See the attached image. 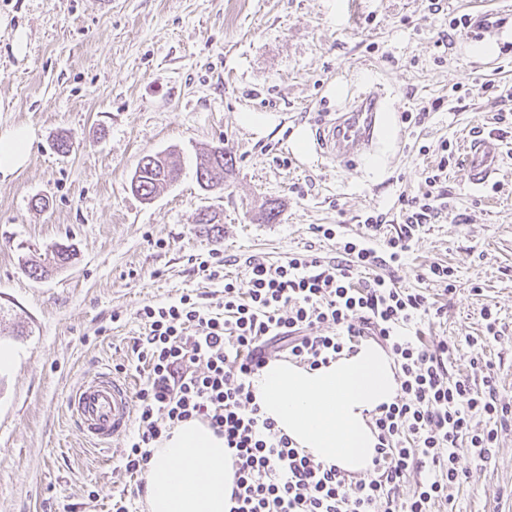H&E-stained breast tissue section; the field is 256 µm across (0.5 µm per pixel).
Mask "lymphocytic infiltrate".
Listing matches in <instances>:
<instances>
[{"label": "lymphocytic infiltrate", "mask_w": 512, "mask_h": 512, "mask_svg": "<svg viewBox=\"0 0 512 512\" xmlns=\"http://www.w3.org/2000/svg\"><path fill=\"white\" fill-rule=\"evenodd\" d=\"M448 156L424 171L422 196L401 200L402 224L384 248L374 239L386 222L368 213L365 232L339 234L319 226L336 243L335 264L298 254L279 265L250 260L245 283L224 281L220 311L191 295L164 306H144L147 332L133 352L146 370L136 393L137 432L121 465L130 476L147 472L154 447L175 424L201 420L224 438L234 470L229 512H432L449 489L470 477L471 464L489 459L498 444V420L506 413L494 377L482 386L452 376L447 341L423 343L410 325L432 318L423 294L399 286L401 264L422 224L434 214L432 190L448 170ZM333 334L325 335L321 326ZM373 340L397 368L399 394L381 405L374 426L378 442L370 481L346 479L339 466L299 450L260 413L251 379L273 356L316 368L359 343ZM483 428H474V415ZM427 469L408 499L398 490L415 470Z\"/></svg>", "instance_id": "1"}]
</instances>
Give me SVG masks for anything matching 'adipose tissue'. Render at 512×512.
<instances>
[{"instance_id": "adipose-tissue-1", "label": "adipose tissue", "mask_w": 512, "mask_h": 512, "mask_svg": "<svg viewBox=\"0 0 512 512\" xmlns=\"http://www.w3.org/2000/svg\"><path fill=\"white\" fill-rule=\"evenodd\" d=\"M252 390L264 417L297 448L344 469L366 470L376 438L368 419L398 395L392 360L362 345L329 365L312 369L269 361ZM232 461L224 439L206 423H177L155 448L146 474L147 512H229Z\"/></svg>"}]
</instances>
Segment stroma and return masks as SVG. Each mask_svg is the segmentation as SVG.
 <instances>
[{
    "instance_id": "1",
    "label": "stroma",
    "mask_w": 512,
    "mask_h": 512,
    "mask_svg": "<svg viewBox=\"0 0 512 512\" xmlns=\"http://www.w3.org/2000/svg\"><path fill=\"white\" fill-rule=\"evenodd\" d=\"M512 0H0V135L26 127L25 163L0 177V512H112L125 501L145 512L136 481L121 467L126 439L88 442L64 405L69 389L106 368L142 384L132 345L145 332L138 311L184 294L221 301L225 279L245 280L250 259L278 264L295 254L324 261L336 243L318 224L362 231L365 214L389 219L399 199L424 191L441 141L455 154L445 199L421 227L396 276L445 313L424 325L428 344L447 339L452 375L498 380L512 409V159L497 184L471 189L464 139L498 130L512 146V28L493 32L500 50L476 55L475 40L440 38L449 21ZM344 98L330 95L335 83ZM397 127L382 177L365 159L343 170L320 155L300 160L288 140L316 130L347 99L373 87ZM429 108L422 124L405 113ZM275 118L264 137L240 121ZM66 135L68 153L55 147ZM428 154H420V146ZM221 146L234 170L223 188L196 181V157ZM170 153L177 181L153 200L130 180L147 154ZM275 220H267L268 208ZM218 226L198 223L203 210ZM72 259L49 275L29 274L53 245ZM221 259L223 275L199 264ZM453 272L454 292L429 280L430 266ZM499 335L486 346L481 311ZM433 512H512V413L491 459Z\"/></svg>"
}]
</instances>
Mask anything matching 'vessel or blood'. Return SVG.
Segmentation results:
<instances>
[{
	"label": "vessel or blood",
	"instance_id": "obj_1",
	"mask_svg": "<svg viewBox=\"0 0 512 512\" xmlns=\"http://www.w3.org/2000/svg\"><path fill=\"white\" fill-rule=\"evenodd\" d=\"M512 24V16L485 13L473 16L469 34L477 37ZM379 93L358 94L335 118L322 124L319 152L327 161L351 165L354 158L371 145L383 119ZM508 152L498 137L477 136L467 147V183L478 188L488 185L501 171ZM132 388L126 378L99 371L82 379L66 398L65 407L80 432L97 445L107 447L123 437L132 419Z\"/></svg>",
	"mask_w": 512,
	"mask_h": 512
}]
</instances>
